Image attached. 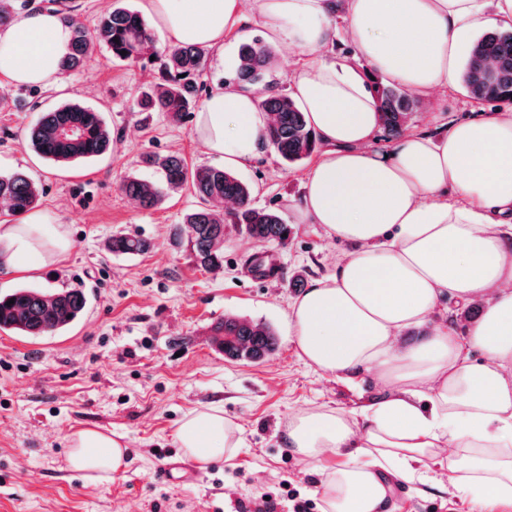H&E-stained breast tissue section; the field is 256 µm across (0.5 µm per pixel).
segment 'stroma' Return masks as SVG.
<instances>
[{
  "label": "stroma",
  "instance_id": "obj_1",
  "mask_svg": "<svg viewBox=\"0 0 512 512\" xmlns=\"http://www.w3.org/2000/svg\"><path fill=\"white\" fill-rule=\"evenodd\" d=\"M246 32L243 39L229 36L223 54L207 53L200 77L205 90L232 82L242 41L265 37L260 17L249 16ZM159 66L113 58L100 46L80 70L63 75L59 92L0 79V174L21 170L39 184L37 211L66 225L73 242L59 264L1 277L0 294L23 286L89 294L84 316L62 335L0 330V512H241L264 493L276 499L278 512H292L298 498L322 512L321 474L283 443L288 418L320 406L356 415L380 390L306 365L288 340V313L299 296L293 277L330 276L346 246L321 225L294 218L312 160L289 165L268 148L237 176L251 186L255 206L280 211L292 230L287 244L258 242L226 225L224 267L213 272L198 269L188 247H175L170 229L198 198L183 191L145 209L120 183L131 173L158 181L157 173L138 165L145 152H179L192 169L218 160L194 141V117L175 123L161 113L148 119L138 112L139 93ZM65 102L102 113L116 138L111 153L61 167L27 144L26 130L40 112ZM476 105L463 83H455L437 103L419 100L410 128L438 134ZM115 234L146 238L152 248L110 253ZM258 252L276 263L277 277L250 272ZM227 315L273 325L277 351L260 364L225 360L211 346L209 330ZM210 404L223 406L225 418L241 428L233 465L200 463L193 482H168L161 475L165 457L186 456L174 441L175 428ZM95 427L122 435L130 461L102 482L90 481L69 461L70 434ZM394 495L399 512L472 509L435 466L422 482L395 485Z\"/></svg>",
  "mask_w": 512,
  "mask_h": 512
}]
</instances>
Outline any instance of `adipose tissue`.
<instances>
[{
    "label": "adipose tissue",
    "instance_id": "1",
    "mask_svg": "<svg viewBox=\"0 0 512 512\" xmlns=\"http://www.w3.org/2000/svg\"><path fill=\"white\" fill-rule=\"evenodd\" d=\"M171 45L223 52L245 11L270 41L304 53L288 90L322 142L297 218L349 244L331 276L292 304L289 339L316 370L383 392L360 415L312 408L288 420L285 441L320 465L323 512H396L395 482L421 481L438 466L481 507L512 500V113L478 112L439 138L412 131L389 152L373 149L377 72L423 97L445 93L471 36L512 24V0H144ZM343 10L354 55L337 62L335 10ZM72 30L62 13L36 6L0 28V78L61 87L59 61ZM263 92L228 84L199 110L196 139L237 169L266 145ZM72 242L65 225L32 212L0 219V277L57 264ZM482 303L466 333L435 315L445 298ZM430 324L405 347L403 330ZM174 440L202 463L232 461L236 425L211 408L186 416ZM112 432L85 428L69 460L103 481L126 467Z\"/></svg>",
    "mask_w": 512,
    "mask_h": 512
}]
</instances>
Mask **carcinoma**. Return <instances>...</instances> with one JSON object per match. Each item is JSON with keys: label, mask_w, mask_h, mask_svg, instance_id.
Instances as JSON below:
<instances>
[{"label": "carcinoma", "mask_w": 512, "mask_h": 512, "mask_svg": "<svg viewBox=\"0 0 512 512\" xmlns=\"http://www.w3.org/2000/svg\"><path fill=\"white\" fill-rule=\"evenodd\" d=\"M72 23V42L60 62V70L78 68L98 45H104L112 57L137 62L154 52V37L146 19L137 11L117 7L107 11L90 30L76 15ZM205 51L185 44L169 49L161 65V76L139 101L142 112H162L171 120H183L194 109L202 90L199 82ZM236 79L248 86L264 84L271 61L270 50L257 42L246 43L239 50ZM462 82L471 97L486 104L512 102V29L494 30L477 39L465 61ZM380 103L383 126L392 137L399 135L413 114L414 100L401 88L372 83ZM265 110L275 115L266 132L267 144L286 163L294 164L318 152L321 144L307 125L303 112L286 93L271 92L262 101ZM28 144L41 156L59 165L102 156L112 150V128L102 115L80 103L68 102L42 113L27 129ZM141 163L158 170L163 187L131 174L124 178L121 190L144 208L158 204L163 196L183 190L193 192L200 206L174 225L175 244L187 240L195 265L213 271L224 264V226L235 224L251 239L264 243H285L290 227L278 210L252 204L251 187L233 172L222 168L189 169L178 152L146 153ZM40 188L22 172L0 175V201L16 214L33 209ZM150 248L144 238L114 235L108 249L114 254H140ZM87 305L86 295L77 289L43 292L18 288L0 296V330L21 336L55 335L79 320ZM211 343L224 359L232 362L260 363L272 356L279 346L276 330L267 323L227 315L211 328Z\"/></svg>", "instance_id": "cac0c4a2"}]
</instances>
